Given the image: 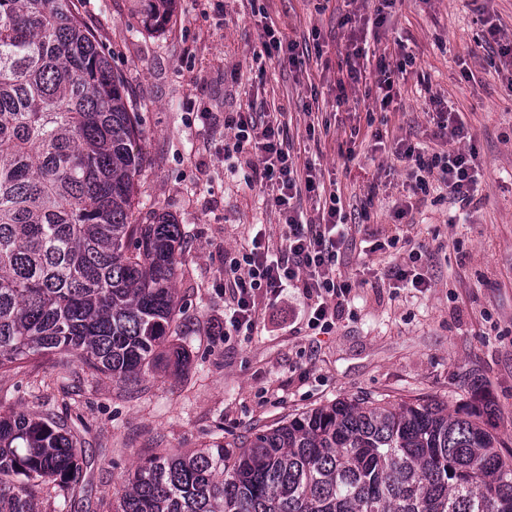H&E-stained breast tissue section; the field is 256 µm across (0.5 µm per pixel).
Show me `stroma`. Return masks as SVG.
<instances>
[{"instance_id": "obj_1", "label": "stroma", "mask_w": 512, "mask_h": 512, "mask_svg": "<svg viewBox=\"0 0 512 512\" xmlns=\"http://www.w3.org/2000/svg\"><path fill=\"white\" fill-rule=\"evenodd\" d=\"M143 5L77 3L137 118L143 168L132 221L156 211L183 232L174 341L188 361L126 384L76 360L56 369L47 357L0 371V412L50 404L84 441L91 468L68 512H109L137 462L160 449L230 441L338 399L420 397L452 410L489 403L512 447V60L485 49L492 25L512 41V0H396L378 47L394 63L407 50L415 63L389 112L360 91L336 103L340 22L373 16L377 0H176L161 29L144 24ZM265 23L296 42L299 68L254 59ZM432 95L469 129L484 173L479 201L461 209L434 190L400 224L408 169L373 134L443 149L427 114ZM249 107L282 112L297 168L313 165L343 203L336 272L353 288L330 333L308 329L306 301L290 288L252 335L224 334L225 251L258 224L271 242L282 233L267 193L247 184L244 157L224 148L225 113ZM394 235L397 247L369 251L368 242ZM413 249L431 283L422 292L383 277Z\"/></svg>"}]
</instances>
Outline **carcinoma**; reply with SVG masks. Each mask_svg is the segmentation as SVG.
I'll return each instance as SVG.
<instances>
[{
  "label": "carcinoma",
  "instance_id": "carcinoma-1",
  "mask_svg": "<svg viewBox=\"0 0 512 512\" xmlns=\"http://www.w3.org/2000/svg\"><path fill=\"white\" fill-rule=\"evenodd\" d=\"M175 0H148L168 24ZM120 77L75 0H0V371L45 356L126 383L170 354L180 225L129 216L143 168ZM51 411L0 413V512L82 487ZM112 512H512V448L477 410L339 400L140 461Z\"/></svg>",
  "mask_w": 512,
  "mask_h": 512
}]
</instances>
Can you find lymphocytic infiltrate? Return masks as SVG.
<instances>
[{
    "label": "lymphocytic infiltrate",
    "mask_w": 512,
    "mask_h": 512,
    "mask_svg": "<svg viewBox=\"0 0 512 512\" xmlns=\"http://www.w3.org/2000/svg\"><path fill=\"white\" fill-rule=\"evenodd\" d=\"M369 59L375 62L370 74L362 66ZM413 60L406 53L393 64L386 55H373L367 38L354 32L344 52L349 86L372 83L375 101L384 111L397 101L394 75L404 73ZM224 126L233 133V150L245 157L253 185L270 190L269 203L286 226L277 251H270L259 231L250 242L225 255L224 289L229 294L224 304L225 331L252 330L261 302L278 303L285 289L296 288L308 301V328L331 332L352 289L350 282L337 280L334 273L345 237L340 196L330 195L318 222L304 220L302 196L317 193L319 186L312 174H299L291 160L278 113L228 112ZM390 152L410 168L413 192L428 193L436 181L460 207L473 205L480 177L475 150L429 155L399 140Z\"/></svg>",
    "instance_id": "1"
}]
</instances>
